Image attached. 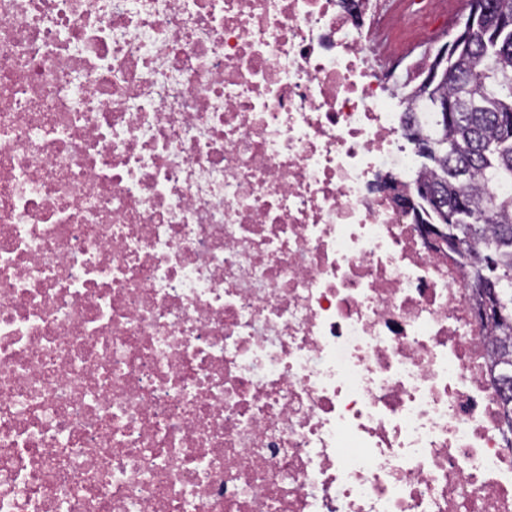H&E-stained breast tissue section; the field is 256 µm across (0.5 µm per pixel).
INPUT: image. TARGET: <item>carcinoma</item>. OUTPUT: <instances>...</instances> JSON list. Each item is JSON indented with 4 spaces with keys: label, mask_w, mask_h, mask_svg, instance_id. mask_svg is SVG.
<instances>
[{
    "label": "carcinoma",
    "mask_w": 512,
    "mask_h": 512,
    "mask_svg": "<svg viewBox=\"0 0 512 512\" xmlns=\"http://www.w3.org/2000/svg\"><path fill=\"white\" fill-rule=\"evenodd\" d=\"M484 13L472 40L452 39L439 75L417 85L408 112L433 111L432 102L448 101L452 119L427 134L409 117L406 130L436 143L427 157L431 169L417 182L433 188L419 197L425 224H448V237L467 245L460 260L471 268V280L493 271L502 306L512 310V197L492 192L491 182L512 183V0H477ZM465 199L467 217L453 221L458 198ZM491 344L500 350L491 357L498 378H512V320L488 325Z\"/></svg>",
    "instance_id": "1"
}]
</instances>
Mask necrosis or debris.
<instances>
[{"instance_id": "4bbe7bcc", "label": "necrosis or debris", "mask_w": 512, "mask_h": 512, "mask_svg": "<svg viewBox=\"0 0 512 512\" xmlns=\"http://www.w3.org/2000/svg\"><path fill=\"white\" fill-rule=\"evenodd\" d=\"M372 38L340 0H0V512H512Z\"/></svg>"}]
</instances>
